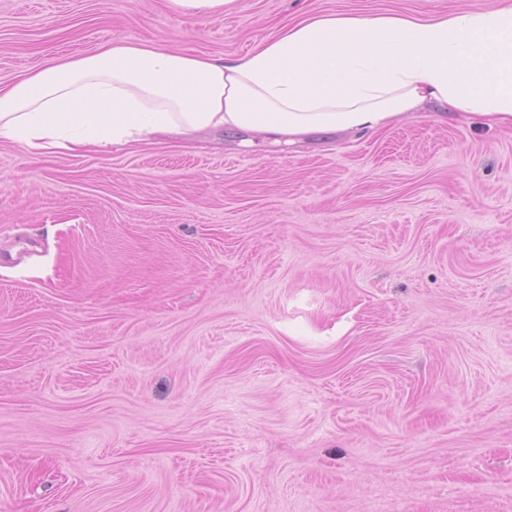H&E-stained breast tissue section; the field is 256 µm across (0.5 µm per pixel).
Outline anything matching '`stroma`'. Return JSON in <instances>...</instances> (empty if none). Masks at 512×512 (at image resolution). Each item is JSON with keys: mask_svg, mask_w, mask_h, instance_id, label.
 <instances>
[{"mask_svg": "<svg viewBox=\"0 0 512 512\" xmlns=\"http://www.w3.org/2000/svg\"><path fill=\"white\" fill-rule=\"evenodd\" d=\"M0 0V84L115 39L239 57L317 13ZM0 512H512V128L426 111L30 157L0 139Z\"/></svg>", "mask_w": 512, "mask_h": 512, "instance_id": "stroma-1", "label": "stroma"}]
</instances>
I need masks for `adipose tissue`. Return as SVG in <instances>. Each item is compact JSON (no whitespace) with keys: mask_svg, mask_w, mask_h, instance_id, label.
I'll use <instances>...</instances> for the list:
<instances>
[{"mask_svg":"<svg viewBox=\"0 0 512 512\" xmlns=\"http://www.w3.org/2000/svg\"><path fill=\"white\" fill-rule=\"evenodd\" d=\"M425 109L512 123V0L428 20L314 15L235 59L118 39L0 86V139L30 155L209 129L291 139Z\"/></svg>","mask_w":512,"mask_h":512,"instance_id":"adipose-tissue-1","label":"adipose tissue"}]
</instances>
